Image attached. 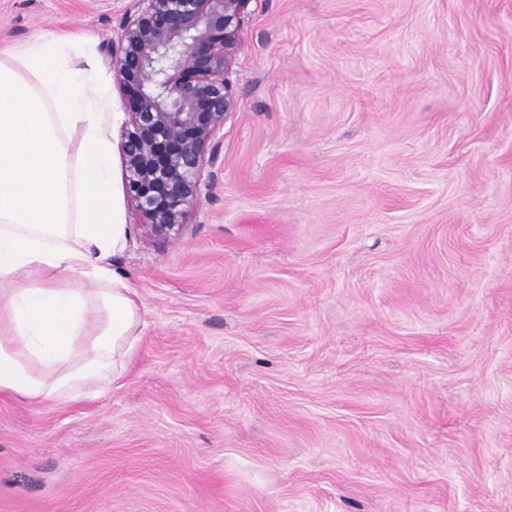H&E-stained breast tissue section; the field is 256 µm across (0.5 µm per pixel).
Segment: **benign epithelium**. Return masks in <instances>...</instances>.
I'll return each mask as SVG.
<instances>
[{"instance_id":"1","label":"benign epithelium","mask_w":512,"mask_h":512,"mask_svg":"<svg viewBox=\"0 0 512 512\" xmlns=\"http://www.w3.org/2000/svg\"><path fill=\"white\" fill-rule=\"evenodd\" d=\"M252 0H130L104 49L130 112L124 190L141 236L179 240L191 208L224 170V123Z\"/></svg>"}]
</instances>
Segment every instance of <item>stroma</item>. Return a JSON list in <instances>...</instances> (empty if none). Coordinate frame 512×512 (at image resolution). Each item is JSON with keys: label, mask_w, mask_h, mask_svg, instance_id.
Wrapping results in <instances>:
<instances>
[{"label": "stroma", "mask_w": 512, "mask_h": 512, "mask_svg": "<svg viewBox=\"0 0 512 512\" xmlns=\"http://www.w3.org/2000/svg\"><path fill=\"white\" fill-rule=\"evenodd\" d=\"M129 0H0V46ZM224 169L112 258L104 392L0 396V512H512V0H252Z\"/></svg>", "instance_id": "stroma-1"}]
</instances>
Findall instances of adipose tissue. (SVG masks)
Returning <instances> with one entry per match:
<instances>
[{
    "label": "adipose tissue",
    "mask_w": 512,
    "mask_h": 512,
    "mask_svg": "<svg viewBox=\"0 0 512 512\" xmlns=\"http://www.w3.org/2000/svg\"><path fill=\"white\" fill-rule=\"evenodd\" d=\"M112 118L93 37L0 50V394L99 393L140 339L137 293L111 262L126 240Z\"/></svg>",
    "instance_id": "ef3b65f1"
}]
</instances>
